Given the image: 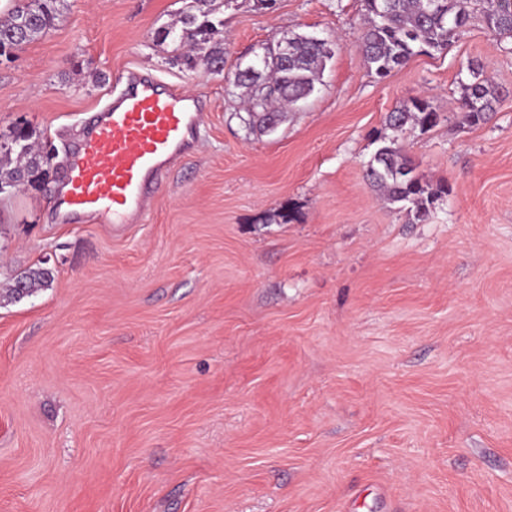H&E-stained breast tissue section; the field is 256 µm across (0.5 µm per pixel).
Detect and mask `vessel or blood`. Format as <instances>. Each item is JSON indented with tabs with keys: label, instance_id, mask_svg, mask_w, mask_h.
I'll list each match as a JSON object with an SVG mask.
<instances>
[{
	"label": "vessel or blood",
	"instance_id": "obj_1",
	"mask_svg": "<svg viewBox=\"0 0 512 512\" xmlns=\"http://www.w3.org/2000/svg\"><path fill=\"white\" fill-rule=\"evenodd\" d=\"M203 123L194 95L148 74L121 79L67 164L56 201L63 221H142L147 198L193 149Z\"/></svg>",
	"mask_w": 512,
	"mask_h": 512
}]
</instances>
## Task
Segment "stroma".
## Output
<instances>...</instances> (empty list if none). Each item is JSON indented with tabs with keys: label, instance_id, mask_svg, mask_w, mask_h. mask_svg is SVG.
<instances>
[{
	"label": "stroma",
	"instance_id": "1",
	"mask_svg": "<svg viewBox=\"0 0 512 512\" xmlns=\"http://www.w3.org/2000/svg\"><path fill=\"white\" fill-rule=\"evenodd\" d=\"M188 3L63 0L0 56V141L59 153L0 189V512H512V41L471 0L381 79L362 0H214L218 72L162 37ZM292 34L334 55L270 128L234 73ZM471 63L499 91L477 126ZM131 72L202 96L203 139L145 223H61L60 157ZM415 98L439 123L391 129ZM391 137L448 187L425 222L364 177ZM52 273L46 268L29 270L24 276L17 279L11 289L13 298L20 299L33 292L36 284H43L51 280Z\"/></svg>",
	"mask_w": 512,
	"mask_h": 512
}]
</instances>
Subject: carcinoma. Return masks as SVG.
Returning a JSON list of instances; mask_svg holds the SVG:
<instances>
[{
    "instance_id": "obj_1",
    "label": "carcinoma",
    "mask_w": 512,
    "mask_h": 512,
    "mask_svg": "<svg viewBox=\"0 0 512 512\" xmlns=\"http://www.w3.org/2000/svg\"><path fill=\"white\" fill-rule=\"evenodd\" d=\"M61 0H15L7 17L0 21V50L19 46L51 29L57 18V3ZM196 11L186 13L180 29H171L163 38L171 39L176 48L190 44L198 50L210 45L207 62L224 70V51L215 41L220 35L218 25L207 8L210 0H192ZM367 26L360 41V50L368 68L383 79L393 70L404 66L409 59L429 49L442 51L454 33L465 27L471 14L462 0H363ZM482 22L500 39H512V0H490L482 11ZM333 55V43L313 36L297 35L288 38V53L282 56L277 49L267 47L259 63L235 72L236 85L247 89L250 109L261 112L269 126H274L278 111L274 103L294 104L315 89L325 62ZM472 81L461 85L459 98L463 120L478 125L494 111L498 90L481 78L480 70L469 68ZM438 113L423 99L398 109L387 117L389 126L400 129L407 124L430 128L437 124ZM16 154V165L4 166V160ZM50 155L35 148L32 135L23 129L14 132L10 144L0 143V182L14 185L29 183L44 174L42 164ZM369 185L391 204L400 205L416 221H423L430 206L444 192L414 174L411 161L395 140L383 142L365 165ZM46 268L29 270L17 279L11 289L13 298L20 299L33 292L38 284L50 280Z\"/></svg>"
}]
</instances>
